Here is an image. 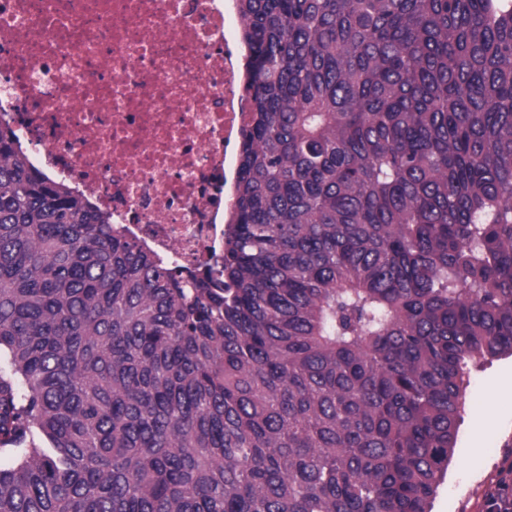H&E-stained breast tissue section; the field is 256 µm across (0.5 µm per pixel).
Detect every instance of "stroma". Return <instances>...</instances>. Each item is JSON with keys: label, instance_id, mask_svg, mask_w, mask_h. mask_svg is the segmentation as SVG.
<instances>
[{"label": "stroma", "instance_id": "35a3bbf8", "mask_svg": "<svg viewBox=\"0 0 512 512\" xmlns=\"http://www.w3.org/2000/svg\"><path fill=\"white\" fill-rule=\"evenodd\" d=\"M512 381V356L501 355L472 366L457 424L448 472L432 503V512H479L486 488L497 479L504 455H512V392L490 397L495 382ZM489 427L482 454L470 456L471 435L478 420Z\"/></svg>", "mask_w": 512, "mask_h": 512}]
</instances>
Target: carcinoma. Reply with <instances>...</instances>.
Segmentation results:
<instances>
[{
  "mask_svg": "<svg viewBox=\"0 0 512 512\" xmlns=\"http://www.w3.org/2000/svg\"><path fill=\"white\" fill-rule=\"evenodd\" d=\"M222 252L184 274L0 126V512H431L512 355V0H238Z\"/></svg>",
  "mask_w": 512,
  "mask_h": 512,
  "instance_id": "carcinoma-1",
  "label": "carcinoma"
}]
</instances>
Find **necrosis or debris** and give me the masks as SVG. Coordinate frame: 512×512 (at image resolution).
<instances>
[{
    "mask_svg": "<svg viewBox=\"0 0 512 512\" xmlns=\"http://www.w3.org/2000/svg\"><path fill=\"white\" fill-rule=\"evenodd\" d=\"M242 26L235 0H0V121L35 168L199 267L249 118Z\"/></svg>",
    "mask_w": 512,
    "mask_h": 512,
    "instance_id": "4bbe7bcc",
    "label": "necrosis or debris"
}]
</instances>
